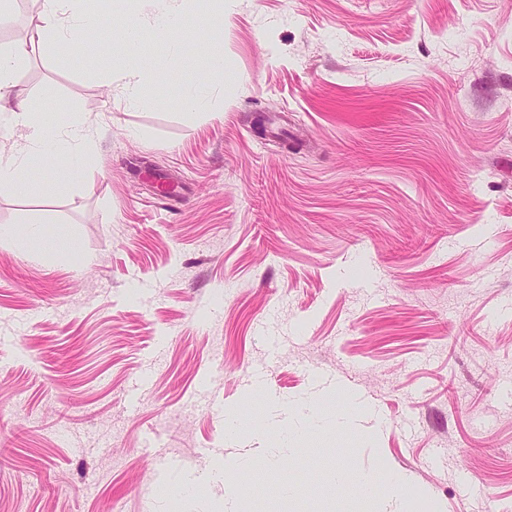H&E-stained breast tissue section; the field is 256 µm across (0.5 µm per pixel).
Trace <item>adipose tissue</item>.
<instances>
[{"label":"adipose tissue","mask_w":512,"mask_h":512,"mask_svg":"<svg viewBox=\"0 0 512 512\" xmlns=\"http://www.w3.org/2000/svg\"><path fill=\"white\" fill-rule=\"evenodd\" d=\"M125 13L129 18L126 25L109 28L98 0H41L37 23L28 37L0 45V131L25 130L30 160L45 165L42 180L36 182L29 175L28 166L1 162V187L19 195L46 197L57 184V170L49 166V159L65 158L70 175L82 174L95 138L94 131L80 119H55L50 105L36 110L13 96L16 74L27 64L37 44L47 38L71 44L78 32L98 31L102 34V45L119 46L136 59L147 38L178 34L175 49L180 53L192 40L191 34L181 28L179 6L171 0H152L148 12L143 9V0H126Z\"/></svg>","instance_id":"obj_1"}]
</instances>
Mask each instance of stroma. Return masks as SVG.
Wrapping results in <instances>:
<instances>
[{
  "label": "stroma",
  "mask_w": 512,
  "mask_h": 512,
  "mask_svg": "<svg viewBox=\"0 0 512 512\" xmlns=\"http://www.w3.org/2000/svg\"><path fill=\"white\" fill-rule=\"evenodd\" d=\"M181 10L197 39L145 43L146 105L118 47L18 74L98 136L48 200L0 189V225L62 246L0 239V512H221L257 484L238 512H388L395 473L404 512H512V0ZM215 48L223 84L182 107ZM318 372L347 427L276 454ZM209 88L206 83L195 82L185 86L180 93V103L190 109H204L208 105ZM0 237L1 239L11 240L19 251H28L33 247H40L49 255L55 250L54 244L45 237L42 227L35 224L29 226L20 234L11 226L1 225Z\"/></svg>",
  "instance_id": "obj_1"
}]
</instances>
